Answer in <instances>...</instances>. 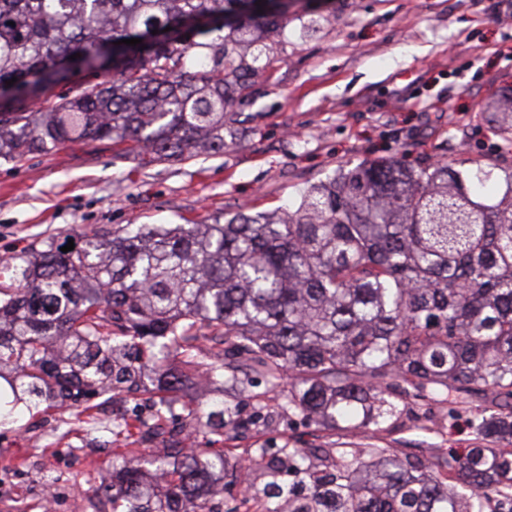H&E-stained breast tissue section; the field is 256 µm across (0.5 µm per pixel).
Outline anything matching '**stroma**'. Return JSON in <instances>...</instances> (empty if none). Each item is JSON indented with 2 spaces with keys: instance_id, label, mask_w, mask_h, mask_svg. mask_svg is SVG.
Segmentation results:
<instances>
[{
  "instance_id": "obj_1",
  "label": "stroma",
  "mask_w": 512,
  "mask_h": 512,
  "mask_svg": "<svg viewBox=\"0 0 512 512\" xmlns=\"http://www.w3.org/2000/svg\"><path fill=\"white\" fill-rule=\"evenodd\" d=\"M261 47L270 66L235 104L240 122L223 152L139 166L108 142L71 143L16 165L0 159V257L66 233L118 224L211 223L240 210L271 212L336 168L420 156L463 170L512 165L496 120L512 97V0H320L289 14ZM151 403L114 397L91 416L28 411L21 429L0 426V512H97L94 489L111 475L115 414ZM320 444L300 419L245 435L225 429L223 448ZM466 453L467 418L426 433L408 420L379 447L421 441Z\"/></svg>"
}]
</instances>
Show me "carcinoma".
Wrapping results in <instances>:
<instances>
[{"instance_id":"1","label":"carcinoma","mask_w":512,"mask_h":512,"mask_svg":"<svg viewBox=\"0 0 512 512\" xmlns=\"http://www.w3.org/2000/svg\"><path fill=\"white\" fill-rule=\"evenodd\" d=\"M287 23L288 9L258 0H0V89L15 92L0 109V159L104 140L142 165L220 153L239 116L229 108L265 69L252 47ZM225 29L231 47L211 37ZM131 38L142 44H117ZM103 64L112 79L30 107L68 70ZM483 188L427 158L363 162L272 213L33 245L3 266L0 379L77 417L100 393L159 397L151 419H115L116 433L165 448L134 465L113 454L112 482L95 489L112 512H219L212 485L245 461L265 465L241 504L264 512H512V168L496 198ZM450 202L473 223H448ZM194 373L269 390L288 378L280 414L332 433L387 432L416 405L435 425L474 398L498 443L459 456L288 440L232 464L184 442L270 423L264 401L254 394L244 418L189 398L188 423L170 426ZM282 467L297 482L280 483Z\"/></svg>"}]
</instances>
